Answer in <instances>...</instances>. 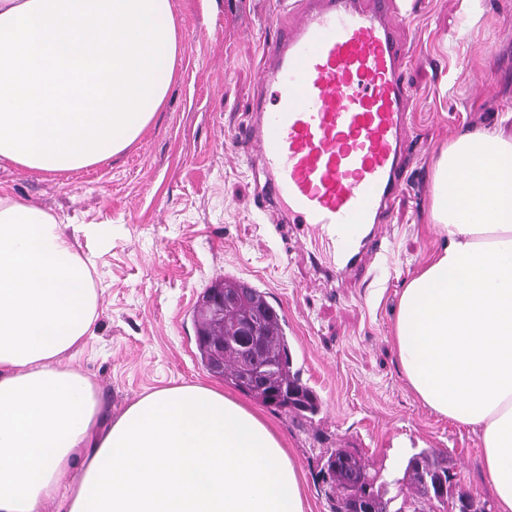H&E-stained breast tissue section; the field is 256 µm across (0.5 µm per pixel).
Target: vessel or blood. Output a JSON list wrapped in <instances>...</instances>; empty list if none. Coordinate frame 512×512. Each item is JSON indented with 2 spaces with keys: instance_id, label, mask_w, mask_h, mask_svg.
<instances>
[{
  "instance_id": "vessel-or-blood-1",
  "label": "vessel or blood",
  "mask_w": 512,
  "mask_h": 512,
  "mask_svg": "<svg viewBox=\"0 0 512 512\" xmlns=\"http://www.w3.org/2000/svg\"><path fill=\"white\" fill-rule=\"evenodd\" d=\"M404 0H297L294 21L265 43L267 98L244 133L258 160L261 211L313 229L332 254L326 278L377 261L410 159Z\"/></svg>"
}]
</instances>
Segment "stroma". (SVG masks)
Wrapping results in <instances>:
<instances>
[{
	"instance_id": "stroma-1",
	"label": "stroma",
	"mask_w": 512,
	"mask_h": 512,
	"mask_svg": "<svg viewBox=\"0 0 512 512\" xmlns=\"http://www.w3.org/2000/svg\"><path fill=\"white\" fill-rule=\"evenodd\" d=\"M398 37L409 49L411 164L392 208L388 259L358 283L315 273L309 256L283 262L260 213L237 131L252 120L261 47L283 0H173L184 54L164 106L142 136L98 165L35 173L0 165V187L62 219L101 228L82 241L98 294L93 335L74 365L112 416L145 394L181 384L224 387L202 365L193 313L206 288L236 279L278 310L293 368L321 400L301 418L249 404L273 424L300 468L313 512H333L323 473L329 448L354 450L401 479L412 446L445 453L451 491L494 512L478 433L434 413L409 388L392 343L403 288L441 241L427 224L440 150L460 133L512 134V0H415Z\"/></svg>"
}]
</instances>
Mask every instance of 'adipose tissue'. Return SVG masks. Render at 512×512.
<instances>
[{"label":"adipose tissue","instance_id":"adipose-tissue-1","mask_svg":"<svg viewBox=\"0 0 512 512\" xmlns=\"http://www.w3.org/2000/svg\"><path fill=\"white\" fill-rule=\"evenodd\" d=\"M179 53L172 0H0V162L60 172L121 153ZM430 220L444 244L400 296L395 351L424 405L478 431L496 512H512V138L451 141ZM91 264L55 216L0 192V512H311L281 438L222 391L107 413L73 365Z\"/></svg>","mask_w":512,"mask_h":512}]
</instances>
